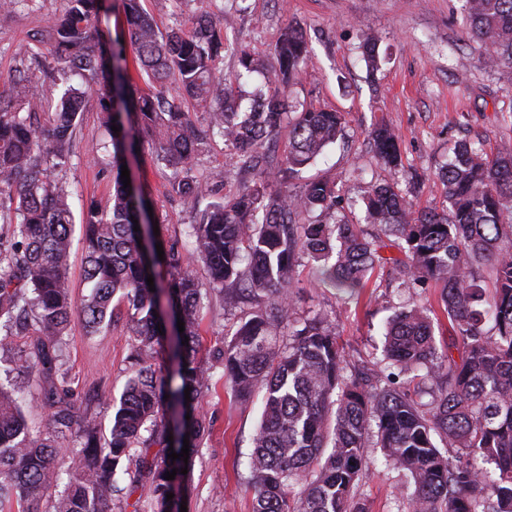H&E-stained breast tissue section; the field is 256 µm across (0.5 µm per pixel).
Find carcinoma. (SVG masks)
<instances>
[{"label": "carcinoma", "instance_id": "obj_1", "mask_svg": "<svg viewBox=\"0 0 512 512\" xmlns=\"http://www.w3.org/2000/svg\"><path fill=\"white\" fill-rule=\"evenodd\" d=\"M120 2L148 91L137 92L122 50L108 48L92 25L99 0H69L39 33L37 42L50 46L55 59L58 100L34 96L24 69L10 73L0 91V194L9 191L10 200L0 207V224L12 235L9 249H0V331L15 327L35 336L22 363L38 379L37 402L46 411L43 429L32 430L11 369L0 366V505L14 501L21 512H35L46 500L47 512H104L121 491L120 463L138 451L157 512H180L167 494L184 475L167 480L165 473L185 463L158 462L148 448L170 447L166 413L175 407L176 453L184 439L203 433L198 413L210 374L198 357L199 310L218 291L228 307L256 305L220 353L224 385L239 403L263 391L248 464L253 512H367L353 489L378 464L409 477L403 493L412 512H512V153L489 155L457 142L438 172L449 204L441 212L413 210L393 183L369 184L362 200L377 233L364 236L336 216L330 180L293 187L302 169L343 136L345 124L342 113L287 94L308 55L301 26L282 29L266 68L245 47L225 43L207 13L188 36L162 35L141 0ZM466 11L470 38L484 46L492 66L511 70L512 0H466ZM223 51L237 58L238 80L264 71V85L274 89L233 93L214 75ZM92 84L112 141L113 193L108 212L91 204L84 213L89 295L77 307L66 276L69 192L51 172L70 159ZM172 84L183 99L210 103L207 129L168 100ZM52 107L53 124L39 128L37 115ZM284 126L288 148L281 152ZM135 128L156 133L155 160L172 168L171 191L190 200L209 197L215 181L193 171L200 146L218 136L230 148L236 186L187 225L206 284L190 268L163 282L158 268L179 267L178 254L171 248L158 257L160 238L154 220L142 218V194L121 180ZM368 144L378 165L400 166L391 128L373 127ZM144 239L148 251L138 244ZM301 258L316 263L319 282L338 295L360 293L378 266L392 267L405 288L435 283L451 342L437 343L426 307H397L385 323L381 357L370 367L350 359L326 315L296 310L292 273ZM116 296L134 310L135 344L109 436L101 437L76 406L59 363L73 314L97 330L112 317ZM163 296L184 332L160 334ZM69 439L80 445L79 462L50 498ZM439 440L455 452L441 451Z\"/></svg>", "mask_w": 512, "mask_h": 512}]
</instances>
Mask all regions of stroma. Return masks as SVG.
I'll use <instances>...</instances> for the list:
<instances>
[{
    "label": "stroma",
    "mask_w": 512,
    "mask_h": 512,
    "mask_svg": "<svg viewBox=\"0 0 512 512\" xmlns=\"http://www.w3.org/2000/svg\"><path fill=\"white\" fill-rule=\"evenodd\" d=\"M68 0H31L28 8L0 11V75L27 66L31 90L51 96L49 47L32 35L62 14ZM144 9L161 31L191 32L196 16L208 12L231 42H241L265 63H272L280 30L300 23L307 34L309 55L292 89L298 99L345 113L342 139L329 145L305 168L301 181L325 177L335 181L345 211L361 231V194L369 183L398 184L417 207L442 208L446 201L438 171L460 140H481L486 151H512V70L487 63L483 47L468 35L465 0H143ZM375 40L379 56L369 71L358 49L364 37ZM391 125L399 136L402 168L384 169L368 152L367 133L378 123ZM102 123L96 89H89L76 127L72 154L59 176L70 191L74 216L88 204L106 211L112 205V150ZM137 182L144 184L160 224L164 244H176L181 266H195L186 236L194 215L189 200L170 194V169L154 161L152 137L140 134ZM299 309L324 311L336 323L346 349L364 360L380 355L382 327L394 307L412 297L400 287L391 269H375L371 285L357 299H342L320 287L311 263L294 269ZM112 321L89 331L73 318L63 355V369L81 412L108 431L113 408L128 375L134 342L132 311L115 301ZM240 311L225 308L213 295L200 312L203 350L223 348L237 329ZM211 390L203 402L205 431L193 454L187 512H252L247 457L252 450L261 401L240 405L224 386V367L211 361ZM122 488L108 512H150L152 484L135 459L117 470ZM403 473L375 470L356 495L367 512H406L396 495L405 485Z\"/></svg>",
    "instance_id": "35a3bbf8"
}]
</instances>
